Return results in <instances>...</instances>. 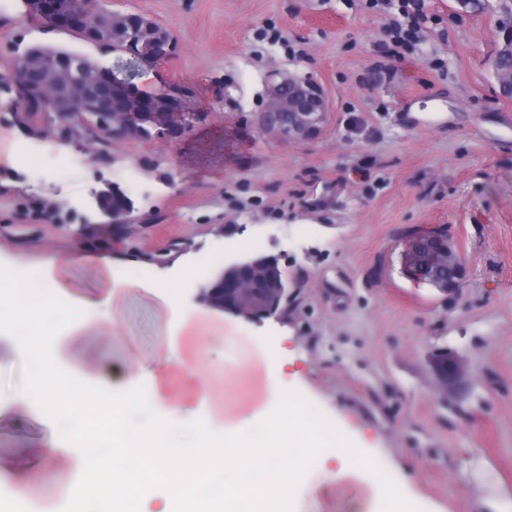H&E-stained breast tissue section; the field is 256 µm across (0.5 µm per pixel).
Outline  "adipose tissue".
<instances>
[{
  "mask_svg": "<svg viewBox=\"0 0 512 512\" xmlns=\"http://www.w3.org/2000/svg\"><path fill=\"white\" fill-rule=\"evenodd\" d=\"M96 275L100 303L109 312L104 322L82 317L84 301L69 261L51 259L43 271L21 260L1 269L0 335L22 346L27 367L26 384L13 401L48 427L59 461H69L74 445L88 457L113 447L110 512H129L147 497L158 503L157 512H175L185 481L200 475L223 490V512H291L312 457L337 461V491L360 487L368 512H418L404 485L390 481L334 422L282 387L278 368L268 371L270 403L242 411L217 433L205 418L204 351L186 357L176 340H167L146 357L140 374L118 381L88 352L60 360L58 337L91 342L118 335L119 301L142 278L134 266L114 277L108 261L99 262Z\"/></svg>",
  "mask_w": 512,
  "mask_h": 512,
  "instance_id": "1",
  "label": "adipose tissue"
}]
</instances>
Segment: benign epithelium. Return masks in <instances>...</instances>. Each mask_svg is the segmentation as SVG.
I'll use <instances>...</instances> for the list:
<instances>
[{"label": "benign epithelium", "instance_id": "obj_1", "mask_svg": "<svg viewBox=\"0 0 512 512\" xmlns=\"http://www.w3.org/2000/svg\"><path fill=\"white\" fill-rule=\"evenodd\" d=\"M96 0H25L29 14L46 25L62 31L95 28L110 31L112 41L123 44L122 51L144 62L159 60L170 54L169 33L148 18L144 29L153 33L154 44L161 50L146 57L135 47L134 31L129 29L130 14L107 8L90 10L86 4ZM43 76L49 78L50 92L44 106L51 107L59 97L81 104L82 120L99 134L115 137H177L184 127V94L178 87L147 94L135 84L118 79L110 70L86 74L84 58L79 55L60 57L52 52L43 57ZM328 112V100L322 86L313 79H297L272 74L268 85V104L262 113V125L279 141H311L321 132ZM110 184L93 193L97 210L115 226L126 222V214L112 211ZM406 269L420 280L448 275L453 290L463 273L458 253L444 244L441 232L430 230L414 236L405 249ZM257 262L249 257L229 261L208 284L199 288L196 303L246 320L259 321L276 315L288 291L274 285L256 272ZM430 367L442 389L455 382L463 371V362L445 353L432 359Z\"/></svg>", "mask_w": 512, "mask_h": 512}]
</instances>
